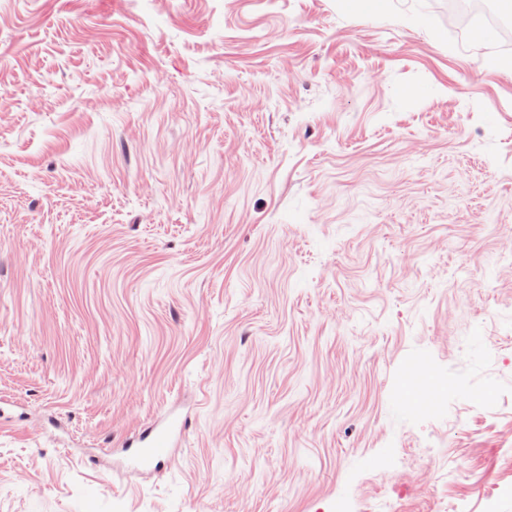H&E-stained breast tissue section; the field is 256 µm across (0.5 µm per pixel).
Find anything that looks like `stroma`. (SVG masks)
I'll return each mask as SVG.
<instances>
[{"mask_svg": "<svg viewBox=\"0 0 512 512\" xmlns=\"http://www.w3.org/2000/svg\"><path fill=\"white\" fill-rule=\"evenodd\" d=\"M499 45L448 0H0V512H512ZM186 419L171 410L138 438L126 442L127 466L133 469H148L160 464L168 455L174 435L185 430Z\"/></svg>", "mask_w": 512, "mask_h": 512, "instance_id": "35a3bbf8", "label": "stroma"}]
</instances>
